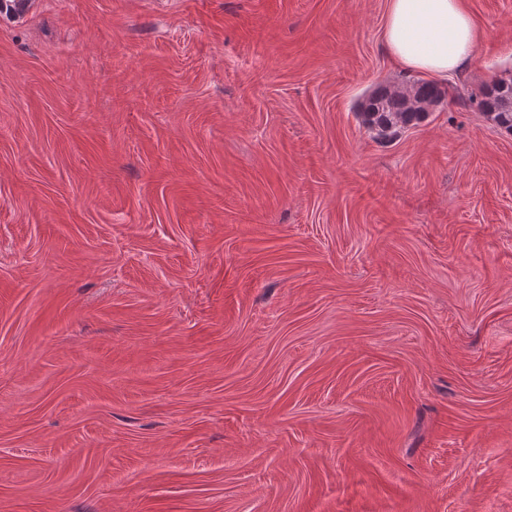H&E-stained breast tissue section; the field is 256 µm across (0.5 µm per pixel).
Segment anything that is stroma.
I'll return each mask as SVG.
<instances>
[{
    "mask_svg": "<svg viewBox=\"0 0 512 512\" xmlns=\"http://www.w3.org/2000/svg\"><path fill=\"white\" fill-rule=\"evenodd\" d=\"M445 102L388 0L0 13V512H512V0ZM412 88L415 92L423 97L432 99H424L416 97L409 86H400L390 89V93L400 95L404 98L407 112H400L401 105L399 101L387 95V91L382 87L375 89L371 94L378 102L383 112H369L368 101L362 105L360 115L363 122L371 130H373L380 139H390L396 135L401 128L410 126L419 122L426 115L419 112H430L446 99L447 90L439 85L424 80L413 81ZM487 85L482 93L483 98L479 102L481 108L490 114L495 123L512 132V112H494L493 108L512 100V84L508 86Z\"/></svg>",
    "mask_w": 512,
    "mask_h": 512,
    "instance_id": "35a3bbf8",
    "label": "stroma"
}]
</instances>
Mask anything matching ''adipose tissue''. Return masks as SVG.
<instances>
[{"label": "adipose tissue", "instance_id": "1", "mask_svg": "<svg viewBox=\"0 0 512 512\" xmlns=\"http://www.w3.org/2000/svg\"><path fill=\"white\" fill-rule=\"evenodd\" d=\"M481 38L465 0H388L384 42L405 69L450 78L470 64Z\"/></svg>", "mask_w": 512, "mask_h": 512}]
</instances>
